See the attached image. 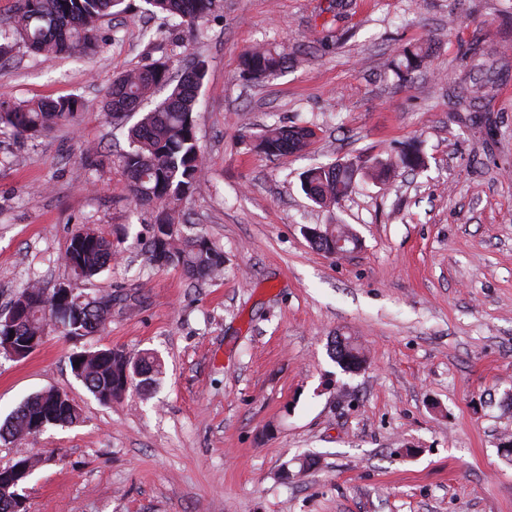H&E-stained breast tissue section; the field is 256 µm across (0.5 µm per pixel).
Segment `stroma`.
Segmentation results:
<instances>
[{
	"mask_svg": "<svg viewBox=\"0 0 512 512\" xmlns=\"http://www.w3.org/2000/svg\"><path fill=\"white\" fill-rule=\"evenodd\" d=\"M125 4L93 56L47 61L10 38L0 52V99L84 104L34 138L0 131V308L28 280L69 278L60 258L83 228L120 252L84 289L118 298L103 332L0 356V422L50 388L83 417L0 441V468L44 459L28 512H512V0H219L194 30ZM416 43L431 56L399 80L391 62ZM476 43L486 95L467 125L458 65ZM263 44L297 64L248 79L239 56ZM159 59L176 75L207 66L205 186L181 210L223 249L224 274L197 285L147 263L159 208L134 206L127 132L103 111L116 75ZM271 124L315 137L270 160L250 144ZM409 143L423 168L358 174L334 207L301 188L314 165ZM336 223L361 239L341 257L304 234ZM337 336L363 346L362 370L330 358ZM113 347L160 355L152 395L103 405L74 377L73 352ZM304 454L318 458L306 472Z\"/></svg>",
	"mask_w": 512,
	"mask_h": 512,
	"instance_id": "obj_1",
	"label": "stroma"
}]
</instances>
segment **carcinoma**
<instances>
[{
  "instance_id": "obj_1",
  "label": "carcinoma",
  "mask_w": 512,
  "mask_h": 512,
  "mask_svg": "<svg viewBox=\"0 0 512 512\" xmlns=\"http://www.w3.org/2000/svg\"><path fill=\"white\" fill-rule=\"evenodd\" d=\"M124 0H19L12 34L36 53L57 58L74 53H88L96 48L101 21L126 12ZM147 11L178 17L189 26L202 22L217 6V0H145ZM429 49L405 47L392 63L398 79L406 81L424 67ZM295 62L283 50L253 47L240 58L241 72L251 80L260 81L280 73ZM205 77V65L197 61L184 70L176 85H171V65L166 60L153 63L117 76L112 82L107 115L115 124L139 115L128 128L129 150L120 154L129 191L137 206L161 205L143 242L146 260L153 267H177L193 283L219 277L224 272V251L204 233L186 234V220L176 215L175 206L199 192L203 185L204 160L195 134V113L199 92ZM172 86L168 96L153 109L144 112L142 105L156 90ZM82 103L77 97L44 99L27 104L0 102V127H9L20 136H36L61 123L77 120ZM315 137L307 127L268 126L255 138L254 148L267 158L304 152ZM424 160L415 145L410 144L396 156L377 158L372 166L374 175L388 179L399 169H416ZM354 169L349 164L331 162L319 164L304 172L301 186L306 196L320 207H329L352 188ZM359 239L347 224H327L312 244L330 255L336 243ZM117 251L104 236L90 230L75 233L63 256V264L76 279L78 294L81 286L91 282L112 261ZM55 294L47 293L34 282L21 289L13 304L18 313L11 323L0 326V355L8 356L5 341L15 342L40 335L55 317ZM112 315V296L85 300L61 313L68 329L65 336L74 339L94 333L104 327ZM332 357L343 368L360 358L359 345L350 336L334 338ZM74 376L101 404L127 390L132 381L147 393L160 381L163 363L152 352L137 357L119 348H105L74 353L69 358ZM77 409L57 397V391L36 393L28 397L0 426V438L31 436L38 424L46 427L69 426L78 423Z\"/></svg>"
}]
</instances>
